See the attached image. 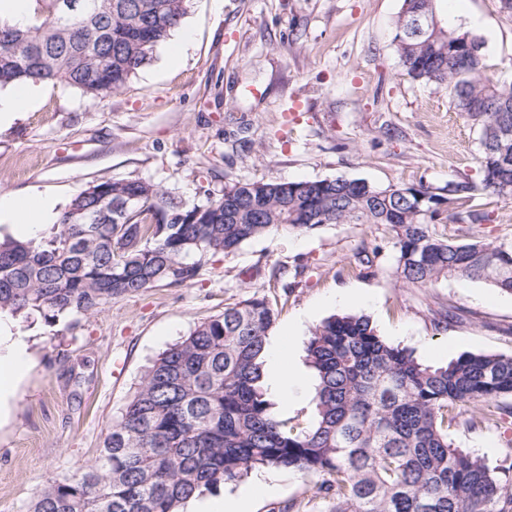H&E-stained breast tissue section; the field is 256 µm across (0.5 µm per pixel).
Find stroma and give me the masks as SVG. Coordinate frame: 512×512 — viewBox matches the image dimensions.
<instances>
[{
	"instance_id": "obj_1",
	"label": "stroma",
	"mask_w": 512,
	"mask_h": 512,
	"mask_svg": "<svg viewBox=\"0 0 512 512\" xmlns=\"http://www.w3.org/2000/svg\"><path fill=\"white\" fill-rule=\"evenodd\" d=\"M189 0L186 59L168 44L116 93L91 99L47 84L36 103L0 127V195L43 193L61 207L92 183L142 179L203 203L235 181L343 177L379 186L477 175L478 131L445 91L414 80L393 37L403 0ZM442 15L485 42L487 62L512 80V15L499 0H448ZM488 224L435 225L445 238L512 240V201L478 197ZM369 263H362V256ZM278 316L269 345L305 359L312 330L343 312L370 317L379 335L422 362L467 352L512 355V295L447 279L406 286L392 233L376 224L271 232L237 252L207 256L187 285L158 284L113 298L102 312L19 324L28 338L8 420L0 422V501L13 512L48 481L91 463L149 362L195 324L252 295ZM458 321L435 329L432 312ZM314 380L283 388L279 411L314 414ZM454 446L493 467L512 462V427L448 428ZM269 492L250 512H324L319 480L269 469Z\"/></svg>"
}]
</instances>
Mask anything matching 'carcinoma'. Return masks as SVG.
<instances>
[{"label": "carcinoma", "mask_w": 512, "mask_h": 512, "mask_svg": "<svg viewBox=\"0 0 512 512\" xmlns=\"http://www.w3.org/2000/svg\"><path fill=\"white\" fill-rule=\"evenodd\" d=\"M189 0H29L15 22L0 10V89L53 83L92 97L119 91L187 13ZM416 39L395 34L399 63L448 91L478 130L479 181L443 188L370 186L342 177L236 181L186 204L141 179H108L76 195L49 238L0 236V311L94 315L115 297L187 284L209 254L271 231L325 224L384 225L406 285L481 281L512 295V241L460 242L443 221L488 224L477 196L512 200L497 164L495 124L512 109V82L486 62L483 41L439 19ZM84 210L89 224H76ZM276 312L252 297L206 319L159 353L112 420L96 459L42 486L25 512H183L186 503L262 468L320 478L328 512H512L509 472L448 440L512 420V355L465 353L420 362L364 315L334 314L311 333L314 420L282 418L264 386Z\"/></svg>", "instance_id": "carcinoma-1"}]
</instances>
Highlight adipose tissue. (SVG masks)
Wrapping results in <instances>:
<instances>
[{"instance_id": "adipose-tissue-1", "label": "adipose tissue", "mask_w": 512, "mask_h": 512, "mask_svg": "<svg viewBox=\"0 0 512 512\" xmlns=\"http://www.w3.org/2000/svg\"><path fill=\"white\" fill-rule=\"evenodd\" d=\"M58 202L49 195H34L25 199L0 195V223L10 225L12 235L19 240L39 237L55 222ZM28 354V345L16 330L15 318L0 312V417L9 413L17 378L16 363Z\"/></svg>"}]
</instances>
